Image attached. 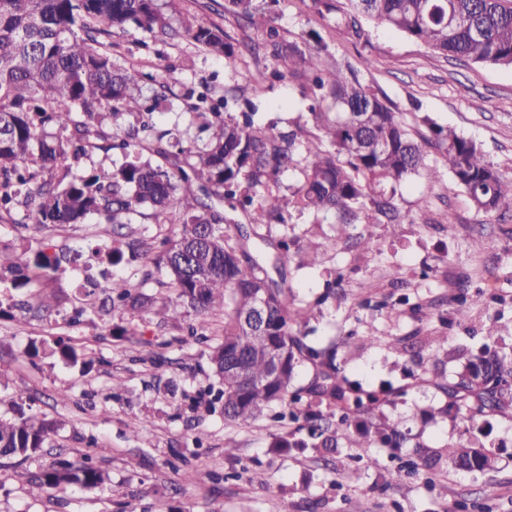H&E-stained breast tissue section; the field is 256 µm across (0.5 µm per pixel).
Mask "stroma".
<instances>
[{
	"instance_id": "1",
	"label": "stroma",
	"mask_w": 512,
	"mask_h": 512,
	"mask_svg": "<svg viewBox=\"0 0 512 512\" xmlns=\"http://www.w3.org/2000/svg\"><path fill=\"white\" fill-rule=\"evenodd\" d=\"M223 2L175 0L164 13L175 26L188 20L221 27L231 55L212 56L187 35L170 39L131 30L113 34L114 60L146 75L143 94H161L157 130L186 129L201 94L228 100L232 115L240 100L259 101L258 125L274 120L282 129L299 127L296 164L277 176L281 187L297 185L319 134L306 110L309 81L297 73L272 78L278 64L264 47L266 30L225 12ZM272 24L290 41L317 31L334 58L371 59L365 84L385 94L413 137L428 135L433 123L453 126L512 178V68L455 61L368 19L361 39L349 41L316 13L312 0H283ZM260 72L269 78L258 88L252 77ZM428 162L438 168L436 181L413 178L397 188L400 223H378L364 208L345 234L334 215L292 214L300 241L299 260L286 273L290 307L315 302L327 281L344 278L335 297L311 316L309 340L335 341L349 381L394 391L377 410L376 421L395 427L407 444L396 451L371 449L365 461L343 447L323 455L309 448L271 452L270 442L295 428L273 411L246 425L225 421L220 407L210 403L218 384L208 345L224 332L223 313L185 312L180 329L160 324L151 313L99 315V297L86 296L85 290L112 275L141 285L156 299L167 297L163 274L144 280L140 262L113 264L107 252L131 229L165 237L178 232V223L159 226L136 216L131 224H102L93 233L83 224L37 232L26 227L22 207L1 219L0 246L75 249L80 256L65 274L34 285V292L60 297L50 313L12 309L22 293L10 281L0 282V303L11 308L0 317V416H13L21 394L26 413L63 423L53 447L0 469L5 484L0 512H512L510 419L494 418L487 428L496 444L494 476L455 472L443 463L425 473L411 469L418 455L445 453L457 436L449 417L427 415L445 401L431 378L458 367L449 348L481 346L499 335L497 315L512 319V212L476 210L441 155L430 152ZM483 225L490 229L487 246L475 255L468 243ZM359 234L371 236L372 251L356 245ZM310 255L316 264H307ZM464 292L489 299V307L470 320L442 326L441 318ZM78 310L84 313L82 324L69 325ZM190 324L201 328L206 342L188 336ZM116 326L129 328V335H113ZM437 334L447 336L446 347L427 345V337ZM62 337L81 355L80 363H67L56 353L55 342ZM34 340L43 350L14 360V353ZM160 355L168 363L158 369L152 360ZM116 375L125 380L117 391L112 388ZM92 440L106 488L50 496L29 482V473L56 458L80 460ZM358 468L362 479L351 480ZM395 469L402 470V480L383 482L382 473ZM257 470L263 474L259 483L252 479Z\"/></svg>"
}]
</instances>
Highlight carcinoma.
I'll return each instance as SVG.
<instances>
[{"label": "carcinoma", "instance_id": "cac0c4a2", "mask_svg": "<svg viewBox=\"0 0 512 512\" xmlns=\"http://www.w3.org/2000/svg\"><path fill=\"white\" fill-rule=\"evenodd\" d=\"M317 10L334 14L336 29L348 38L361 37V20H374L448 57L464 62L512 66V0H313ZM224 9L245 16L251 25L266 27L268 11L257 0H225ZM131 28L170 37L179 30L168 23L158 0H0V218L31 199L27 223L38 230L82 224L94 215L99 224H120L143 215L155 224L177 220L181 231L159 244L131 251L141 260L144 277L163 271L177 302L156 305L122 278H111L101 292L100 312L123 308L151 312L178 324L181 308L199 315L224 313V334L210 346V361L219 380L218 400L224 419L247 423L265 410L289 402V418L303 420L306 435L275 438L272 448L316 451L337 447L336 424H346L349 448L381 445L403 447L401 434L376 426L370 415L386 401L385 390L352 384L337 360L336 346H316L295 329L303 315L290 309L288 293L271 278L250 252L252 236L263 224L288 227L289 208L333 213L346 231L357 210L371 207L388 224L398 218L394 195L380 188L396 186L410 177L426 181L437 170L426 162V146L434 144L448 174L485 212L512 208V179L489 161L481 148L452 127L435 125L432 136L414 139L387 102L360 81L367 58L322 65L321 50L307 51L294 41L279 39L269 29L272 55L313 77L310 115L322 139L309 152L303 178L284 196L267 192L256 200V188L294 163L296 133H275L254 127L256 105L246 104L237 120L224 116L221 105L207 108L205 96L193 107L198 129L207 133L205 146L193 152L179 149L167 165L154 164L133 151L141 131L153 128V108L133 93L135 75L119 68L103 38ZM185 32L207 53L231 54L224 30L187 24ZM134 115L140 128L118 124ZM96 150L120 151L125 162L109 171L93 167L79 176L38 184L45 169L59 160L80 161ZM228 200L246 212V224H224V213L194 197ZM293 240L283 234L274 267L284 274L293 260ZM65 255L0 247V281L5 273L19 274L16 286L32 277L62 272ZM270 309L267 329L249 332L244 315L257 296ZM482 296L460 297L450 316L468 319L483 307ZM280 366L271 372V356ZM462 368L452 380L436 374L434 386L447 403L438 412L458 421L459 437L448 443L450 470L485 473L495 469V457L475 434L481 417L512 415V344L488 343L472 350L460 347ZM307 363L312 375L304 386L293 385L295 369ZM58 423L21 412L0 417V468L23 462L48 447ZM33 480L46 492L88 489L104 483V473L91 455L80 461L58 459Z\"/></svg>", "mask_w": 512, "mask_h": 512}]
</instances>
